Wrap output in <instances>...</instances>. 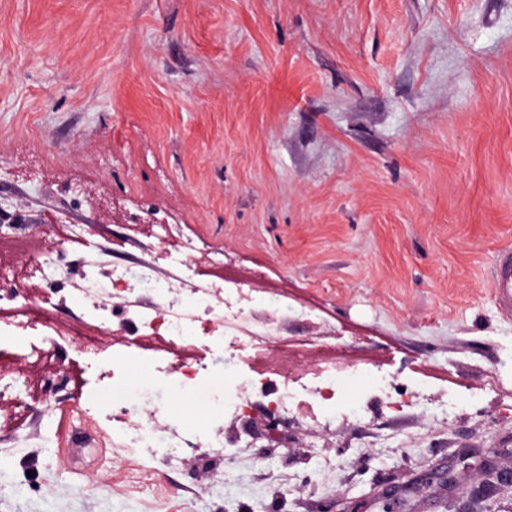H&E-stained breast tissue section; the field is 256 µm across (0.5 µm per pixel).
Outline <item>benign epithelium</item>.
<instances>
[{"label":"benign epithelium","mask_w":512,"mask_h":512,"mask_svg":"<svg viewBox=\"0 0 512 512\" xmlns=\"http://www.w3.org/2000/svg\"><path fill=\"white\" fill-rule=\"evenodd\" d=\"M467 458L475 459V465L484 475L483 488L480 491L482 498L487 500L512 495V470L501 469L498 460L487 458L479 450L465 448L462 455L451 457L446 462L428 465L405 484L389 485L369 497L348 502L345 512H369L376 505L383 512H400L408 495H415L422 490L442 495L448 502L453 503L457 500L460 483L464 478L459 463Z\"/></svg>","instance_id":"7a95c632"}]
</instances>
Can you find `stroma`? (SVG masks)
<instances>
[{
    "instance_id": "stroma-1",
    "label": "stroma",
    "mask_w": 512,
    "mask_h": 512,
    "mask_svg": "<svg viewBox=\"0 0 512 512\" xmlns=\"http://www.w3.org/2000/svg\"><path fill=\"white\" fill-rule=\"evenodd\" d=\"M138 199L262 295L287 298L277 344L299 362L378 365L421 401L289 427L288 444L78 448L71 417L125 396L82 390L70 345L18 368L30 423L0 430V512H336L459 448L512 442V312L490 288L512 250V0H0V263L89 224L104 267L163 244ZM170 392L206 426L209 394Z\"/></svg>"
}]
</instances>
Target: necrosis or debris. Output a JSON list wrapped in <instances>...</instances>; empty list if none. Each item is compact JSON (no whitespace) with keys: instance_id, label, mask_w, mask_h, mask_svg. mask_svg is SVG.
Instances as JSON below:
<instances>
[{"instance_id":"4bbe7bcc","label":"necrosis or debris","mask_w":512,"mask_h":512,"mask_svg":"<svg viewBox=\"0 0 512 512\" xmlns=\"http://www.w3.org/2000/svg\"><path fill=\"white\" fill-rule=\"evenodd\" d=\"M152 230L170 241L157 259L179 272L183 293H172L151 264L135 275L118 265L102 271L87 226H70L71 239L84 248L78 282L66 285L40 261H32L31 266L43 285L66 290L83 306V320L75 327L60 326L38 316L33 305L14 308L10 315H0V341H7V353L28 363L47 358L54 344H72L83 358L81 384L93 391L107 380L125 383L135 370L158 388L171 382L196 385L203 377L202 365L185 358L184 349H218L224 353V385L211 399V411L218 418L237 415L251 396L262 395L273 397L282 415L326 425L346 412L360 415L364 398L393 395L389 374L354 363L342 368L332 361L318 364L304 384L290 378L287 365L272 357L273 337L259 332L262 317L287 311V303L263 300L241 279L201 280L198 267L186 263L187 256L199 253L197 241L165 224L153 225ZM106 294L127 295L134 302L123 310H111L101 303ZM145 295L153 299V306L138 305V298ZM115 326L126 331L123 342L110 341ZM151 407L145 418L137 403L112 406L108 414L112 434L125 448L223 447V433L200 432L188 420L172 424L167 400L156 398Z\"/></svg>"}]
</instances>
